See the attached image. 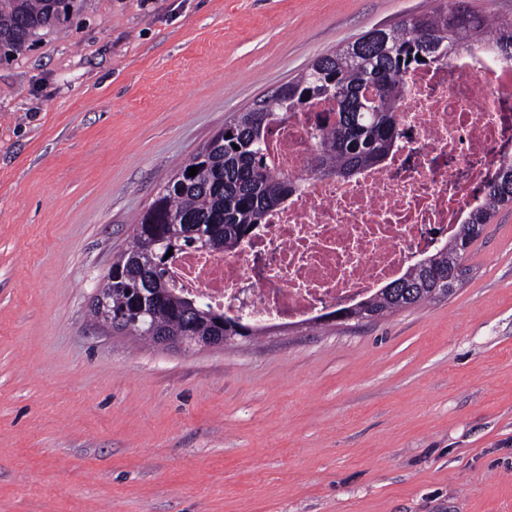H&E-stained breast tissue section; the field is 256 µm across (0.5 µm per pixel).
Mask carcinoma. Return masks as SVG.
<instances>
[{"mask_svg":"<svg viewBox=\"0 0 512 512\" xmlns=\"http://www.w3.org/2000/svg\"><path fill=\"white\" fill-rule=\"evenodd\" d=\"M76 0H0V36L11 41L4 60L23 53L43 29H60L76 11ZM429 11L404 18L390 28L373 29L354 42L312 61L282 84L268 100L239 113L212 136L160 189L136 219L127 248L112 261L99 293L112 313L132 312L139 293H165L156 306L146 304L137 336L154 343L192 334L239 336L261 331L231 318L175 288L163 267L160 241L180 251L202 240L236 248L267 210L290 190L288 181L269 172L265 138L284 114L299 112L330 98L338 101L334 121H324L313 134L315 146L308 172L345 176L382 161L400 137L398 103L403 76L414 66L444 63L462 46H494L512 61V19L489 20L466 0H436ZM198 173L188 176V168ZM485 203L472 211L456 233L403 276L350 309L357 320L376 319L424 302L445 299L454 289L444 280L467 276V251L481 236L492 215L512 205V161L502 165L485 188Z\"/></svg>","mask_w":512,"mask_h":512,"instance_id":"1","label":"carcinoma"}]
</instances>
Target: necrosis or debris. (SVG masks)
I'll use <instances>...</instances> for the list:
<instances>
[{"mask_svg":"<svg viewBox=\"0 0 512 512\" xmlns=\"http://www.w3.org/2000/svg\"><path fill=\"white\" fill-rule=\"evenodd\" d=\"M403 81L402 138L347 178L308 174L319 110L289 113L266 162L293 192L238 249L176 254V288L256 325L298 323L355 307L450 239L512 158V64L464 48Z\"/></svg>","mask_w":512,"mask_h":512,"instance_id":"necrosis-or-debris-1","label":"necrosis or debris"}]
</instances>
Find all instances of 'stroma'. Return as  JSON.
<instances>
[{
	"label": "stroma",
	"mask_w": 512,
	"mask_h": 512,
	"mask_svg": "<svg viewBox=\"0 0 512 512\" xmlns=\"http://www.w3.org/2000/svg\"><path fill=\"white\" fill-rule=\"evenodd\" d=\"M0 62V512H512V206L447 299L224 346L91 300L176 169L430 0H79Z\"/></svg>",
	"instance_id": "obj_1"
}]
</instances>
